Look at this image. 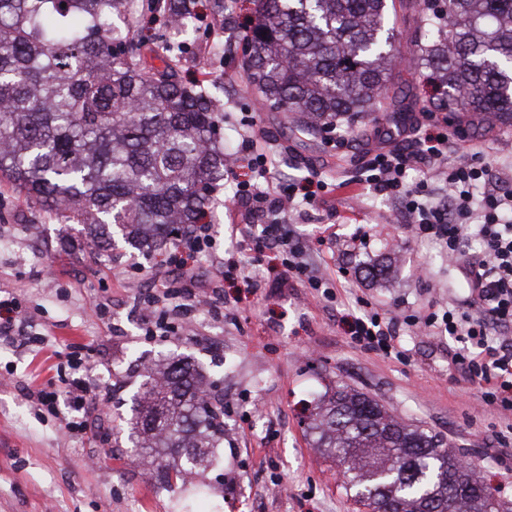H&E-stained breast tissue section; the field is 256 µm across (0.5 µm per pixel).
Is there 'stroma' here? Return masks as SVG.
<instances>
[{
    "label": "stroma",
    "instance_id": "obj_1",
    "mask_svg": "<svg viewBox=\"0 0 512 512\" xmlns=\"http://www.w3.org/2000/svg\"><path fill=\"white\" fill-rule=\"evenodd\" d=\"M226 49L212 56L208 77L223 84L224 149L240 150L244 122H252L258 151L276 162L275 182L288 185L317 173L332 189L321 207L291 216L302 235L324 225L335 234L317 248V262L340 288L338 301L316 296L288 277L267 254L258 289L222 278L213 257L251 261L237 251L226 210L236 190L225 180L214 204V255H201L193 286L203 305L186 335L148 336L138 301L156 273L155 261L116 241L88 257L62 246L79 240L78 225L59 224L7 184H0V294L16 298L24 347L0 341V512H179L186 488L165 489L140 458L118 441H101L99 428L114 412L129 413L142 364L166 355L192 356L219 379L224 398V452L219 465L194 477L208 497L195 512H368L342 487L336 463L314 448L302 411L344 383L385 403L395 415L442 434L495 488L512 512V436L487 414L473 385L448 364L449 339L400 331L409 362L356 348L341 319L363 293L386 312H423L433 303L464 297L463 278L445 249L415 238L398 206L361 184L369 138L379 124L338 122L332 139L293 136L281 114L268 112L237 76L240 41L251 0H224ZM448 133L458 159L512 173V127L467 126ZM385 268L369 277L365 267ZM69 351L90 354L93 374L109 387L107 399L76 404L66 394L82 377ZM53 387L61 398L42 406L34 391ZM83 420L85 434H62Z\"/></svg>",
    "mask_w": 512,
    "mask_h": 512
}]
</instances>
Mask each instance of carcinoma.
<instances>
[{"label": "carcinoma", "mask_w": 512, "mask_h": 512, "mask_svg": "<svg viewBox=\"0 0 512 512\" xmlns=\"http://www.w3.org/2000/svg\"><path fill=\"white\" fill-rule=\"evenodd\" d=\"M202 1L224 16V0H151L161 38L132 0H0V178L80 225L83 250L112 247L114 228L146 253L175 246L224 187L219 88L179 74ZM406 2L420 31L411 65L430 71L442 109L512 126V0H254L242 74L263 108L303 117L293 134L373 112L397 122L414 95L394 82L389 13ZM308 419L369 512H500L456 449L364 392L338 384ZM121 433L162 483L183 480L217 460L224 402L174 358L145 376Z\"/></svg>", "instance_id": "carcinoma-1"}]
</instances>
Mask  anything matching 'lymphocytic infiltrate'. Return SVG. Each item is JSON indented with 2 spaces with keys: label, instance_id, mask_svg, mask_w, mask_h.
<instances>
[{
  "label": "lymphocytic infiltrate",
  "instance_id": "lymphocytic-infiltrate-1",
  "mask_svg": "<svg viewBox=\"0 0 512 512\" xmlns=\"http://www.w3.org/2000/svg\"><path fill=\"white\" fill-rule=\"evenodd\" d=\"M447 125L444 118L425 124L414 114L404 125L379 131L383 144L373 150L363 181L381 195L402 200L415 236L435 239L446 247L449 259L461 268L465 296L447 307L429 309L421 317L388 315L359 296L356 311L344 317L343 326L355 345L386 355L397 352L405 325L431 336L449 337L451 365L476 388L486 410L505 418L512 416V189L475 197L476 187L490 184L494 173L486 165L456 161ZM243 144V158L229 171L237 186L234 205L244 210L248 222L242 236L251 237L252 224H260L263 243L280 248L289 277L327 300L337 299L333 280L312 261L310 245L286 219L288 211L299 206L319 205L318 192L325 189V182L307 177L280 191L260 189V181L270 177L274 163L266 154L255 153L252 132H245ZM416 167L441 182L447 203L434 201L427 183H409L408 172ZM475 239L482 249L472 254L467 246ZM213 246L210 225L191 226L179 246L176 272L156 276L144 299L147 335H168L165 317L192 308L195 261Z\"/></svg>",
  "mask_w": 512,
  "mask_h": 512
}]
</instances>
